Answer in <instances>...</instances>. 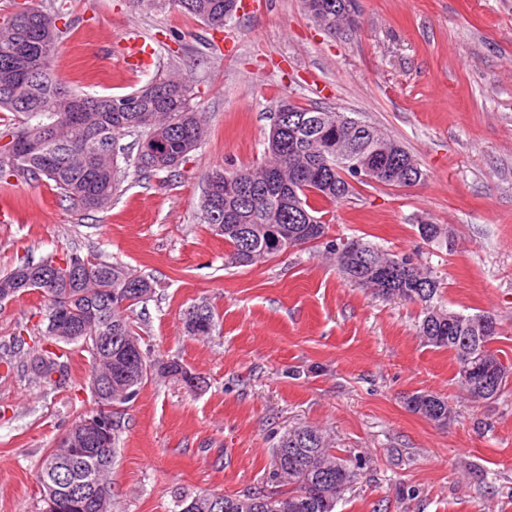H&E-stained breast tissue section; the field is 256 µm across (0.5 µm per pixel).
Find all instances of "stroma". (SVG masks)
<instances>
[{"label": "stroma", "mask_w": 512, "mask_h": 512, "mask_svg": "<svg viewBox=\"0 0 512 512\" xmlns=\"http://www.w3.org/2000/svg\"><path fill=\"white\" fill-rule=\"evenodd\" d=\"M69 4L55 72L72 90L122 95L156 70L187 74L206 120L177 175L126 172L108 209L72 210L44 181L15 178L0 195V275L66 252L125 265L155 286L132 314L144 349L197 379L149 380L125 408L112 474L121 512H176L200 490L276 489L273 450L300 426L363 463L336 512H512V386L470 401L452 353L418 333L422 304L375 297L321 247L233 266L200 212L212 169L263 163L282 99L378 126L426 179L357 186L328 205L329 239L362 238L432 270L441 304L496 316L491 347L512 365V0H356L358 28L336 34L300 0H241L216 30L157 0ZM128 26L154 48L152 72L123 70L115 39ZM422 222L445 225L454 248L425 243ZM197 305L214 314L206 338L185 331ZM44 310L36 292L0 303V512H42L44 453L92 406L80 345L68 347L64 386L24 369ZM417 392L447 398L455 419L411 411Z\"/></svg>", "instance_id": "1"}]
</instances>
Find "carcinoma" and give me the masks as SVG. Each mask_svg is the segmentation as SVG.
I'll use <instances>...</instances> for the list:
<instances>
[{
	"instance_id": "obj_1",
	"label": "carcinoma",
	"mask_w": 512,
	"mask_h": 512,
	"mask_svg": "<svg viewBox=\"0 0 512 512\" xmlns=\"http://www.w3.org/2000/svg\"><path fill=\"white\" fill-rule=\"evenodd\" d=\"M50 11L33 0L14 4L13 10L0 18L11 23L0 30V112L11 113V122L0 129V139L12 135L23 142L11 149H0V182L12 177L50 182L60 199L71 206L91 212L112 204L119 190L121 169L117 155L130 162L126 148L119 145L125 135L138 137L137 145L149 139L163 142V150L151 162L136 157L134 172L151 176L173 172L188 162L205 128L202 112L194 104L192 80L187 77L157 73L143 87L125 95L92 96L70 90L54 71V59L68 23L67 0H57ZM183 14L212 28H221L232 16L234 0H168ZM312 19L336 33L353 30L358 20L336 27V17L349 14L353 0H301ZM63 21L58 26L57 21ZM276 112V135L268 138L267 157L257 169L233 172L240 182L228 186V172L214 170L207 178L202 203L203 222L224 237L229 246L228 262L250 267L271 259L274 251L287 247L316 244L327 235L323 210L310 202V196L326 203H337L355 191V185L368 180L358 177L347 160L336 159V143L370 159L384 170L401 168L398 179L389 186L410 187L424 179L418 174L419 163L399 142L391 141L376 126L359 128L336 126V119L322 123L326 109L303 106L290 100L281 102ZM423 240L438 248L453 247L448 229L428 222L417 225ZM362 255L347 251L341 239L326 243L339 271L352 282L370 289L383 300L400 298L425 304L419 335L424 343L454 354L457 382L474 402L482 400L473 382L465 375L466 367L493 366L499 391H504L512 368L504 365L490 347L498 335V322L490 313L481 314L488 333L471 326L472 315L450 308L436 307L433 299L440 282L432 271L415 265L404 271L393 287H375L376 271L389 261V254L367 241L361 242ZM67 265H80L81 274H62L49 285L53 297L46 299L43 322L47 339L59 351L37 350L27 353L25 368L38 384L60 387L67 383L69 357L64 346L73 342L86 348L92 360L91 375L112 366V403L123 407L133 402L149 380L151 367L166 377L182 364L152 359L142 352L143 365L129 361L126 345L142 343L138 326L131 317L135 308L153 294L149 279L127 267L100 256L77 253L62 258ZM56 262L48 256L38 262L26 261L12 272L0 276V289L12 288L20 296V274L38 273L45 263ZM80 324L74 340L60 336L58 309ZM194 313L186 314V328L193 336H208L214 327V315L203 308L204 323L191 326ZM407 406L430 421L446 425L455 417L448 400L430 393H415L406 398ZM281 448L289 455L281 458L280 482L289 486L281 492L224 495L208 490L185 496L182 508L195 502V512H335L344 492L359 476L360 464L342 458L330 448L323 432L303 426L283 435L273 456ZM100 458L65 460L60 448L50 449L37 474L38 483L51 482L61 494L66 482L77 478L86 482L95 478L102 466ZM112 467V464L105 465Z\"/></svg>"
}]
</instances>
